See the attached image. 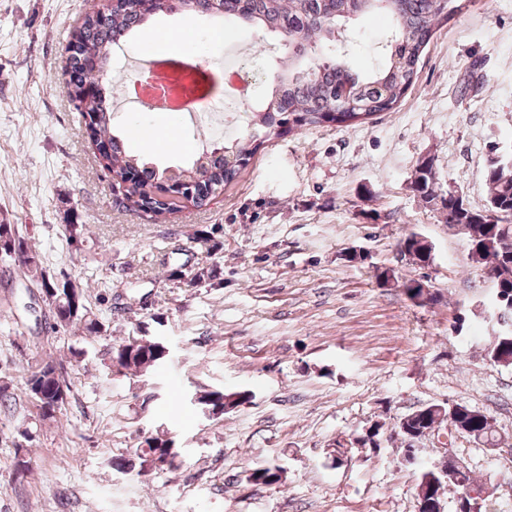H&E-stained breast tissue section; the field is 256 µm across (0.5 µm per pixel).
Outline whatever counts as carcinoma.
Wrapping results in <instances>:
<instances>
[{
  "mask_svg": "<svg viewBox=\"0 0 512 512\" xmlns=\"http://www.w3.org/2000/svg\"><path fill=\"white\" fill-rule=\"evenodd\" d=\"M189 7L195 14L211 12L226 19L242 20L277 33L290 44H313L329 62H309L297 68L293 60H288L261 117L266 125L264 137L258 139L248 133L223 147V154L218 155L213 150L199 156L189 168L159 169L126 153L122 137L137 131V126L130 125L120 135L114 131L112 102L99 80L111 66L112 46L146 19L164 13L165 0H128L116 7L110 3L103 7L92 5L65 47L67 84L76 89L69 96L82 116L90 118L111 178L132 175L133 185L127 194L115 198L114 204L151 213L157 221L172 213L173 207L167 201L154 198L153 187L169 181L201 183L215 193L234 181L259 147L273 136L307 125L350 126L393 110L412 86L421 56L436 29L462 10V0H449L447 4L443 0H389L383 7L372 0H218L215 4L211 0H190ZM371 13L386 16L391 27L382 47L384 63L360 76L350 65L352 39L340 40L343 33L339 28L346 26L349 35L350 21ZM485 183L486 204L475 208L461 196L437 190V172L431 158L418 161L411 181L413 191L425 204L440 211L445 223L462 231L468 260L493 280L496 291L489 319L496 322L497 330L487 355L491 361L509 367L512 366V244H507V240L512 239V158L490 160L485 169ZM490 212L505 215L508 223H490ZM64 228L66 239L74 245L85 234L86 225L78 223V217L69 211ZM404 252L415 258L417 266L425 267L433 262V246L420 233L410 232L398 242V253ZM0 253L40 281L60 325L81 328L90 336L102 332L103 323L86 305L80 281L69 277L58 280L48 275L37 255L30 251L27 238L10 224H0ZM377 279L383 285L392 283L403 288V293L417 306L437 301L435 292L422 298L423 281L420 279L401 282L392 269L381 271ZM167 359V347L152 336H134L111 346L109 351L110 364L131 375L160 368ZM57 369L58 365L51 360H42L27 369L25 384L42 421L56 419L66 403V398L60 396ZM249 399L250 393L246 391L223 389L194 395L195 405L213 415L234 410ZM450 411L451 408L439 404L421 407L400 418L395 429L406 440L421 437L442 423ZM454 417L457 432L486 446L497 444L492 419L481 410L465 407ZM382 428L377 422L356 433L350 441L351 447H379ZM177 456L179 452L167 431L158 430L144 438L132 454L112 458L111 466L125 474L140 475L174 467ZM30 471L31 459L24 449H16L13 464L16 479H25ZM282 473L283 469L277 464L259 465L251 469L248 483L266 487L278 485ZM472 483L474 480L467 470L448 478L434 465L418 473L417 490L427 492L428 500L440 503L446 489L453 488L460 494Z\"/></svg>",
  "mask_w": 512,
  "mask_h": 512,
  "instance_id": "cac0c4a2",
  "label": "carcinoma"
}]
</instances>
